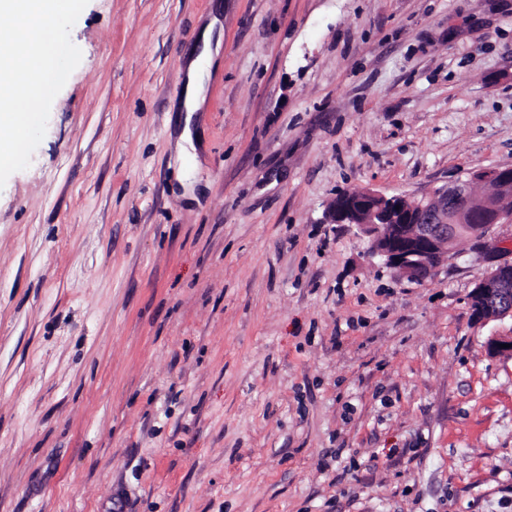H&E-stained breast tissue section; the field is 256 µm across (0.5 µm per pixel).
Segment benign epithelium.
Segmentation results:
<instances>
[{"label": "benign epithelium", "instance_id": "7a95c632", "mask_svg": "<svg viewBox=\"0 0 512 512\" xmlns=\"http://www.w3.org/2000/svg\"><path fill=\"white\" fill-rule=\"evenodd\" d=\"M490 186L489 196L476 204L472 186ZM330 224H354L373 238V253L397 276L423 282L456 254L461 239L485 240L494 226L512 223V166L494 167L457 178L417 200L386 196L374 190L332 200L326 210ZM469 295L478 322L512 318V252L498 250Z\"/></svg>", "mask_w": 512, "mask_h": 512}]
</instances>
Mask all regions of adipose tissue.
<instances>
[{
  "label": "adipose tissue",
  "instance_id": "adipose-tissue-1",
  "mask_svg": "<svg viewBox=\"0 0 512 512\" xmlns=\"http://www.w3.org/2000/svg\"><path fill=\"white\" fill-rule=\"evenodd\" d=\"M218 23V17L210 18L203 29L196 52L187 61L184 69L182 110L185 117L178 138V146L181 153L194 163L198 162L202 148V140L197 132L194 115L205 108L207 84L220 53L222 33L217 29Z\"/></svg>",
  "mask_w": 512,
  "mask_h": 512
}]
</instances>
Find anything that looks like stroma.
Returning a JSON list of instances; mask_svg holds the SVG:
<instances>
[{
  "label": "stroma",
  "mask_w": 512,
  "mask_h": 512,
  "mask_svg": "<svg viewBox=\"0 0 512 512\" xmlns=\"http://www.w3.org/2000/svg\"><path fill=\"white\" fill-rule=\"evenodd\" d=\"M70 37L0 188V512H512L484 250L415 283L325 220L512 164V0H89ZM219 23L220 19L217 16L210 18L203 29L196 52L186 62L184 69L182 111L186 114L179 134L178 146L180 152L190 159L194 167L200 164L199 150L202 151L203 148L194 121V113L203 112L205 108L207 84L221 49L222 32L221 28L217 30Z\"/></svg>",
  "instance_id": "obj_1"
}]
</instances>
